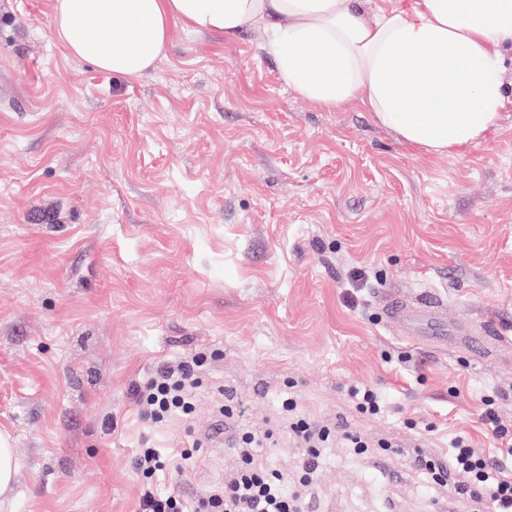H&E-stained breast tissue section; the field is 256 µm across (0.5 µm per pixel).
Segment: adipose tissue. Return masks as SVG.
Wrapping results in <instances>:
<instances>
[{
  "label": "adipose tissue",
  "mask_w": 512,
  "mask_h": 512,
  "mask_svg": "<svg viewBox=\"0 0 512 512\" xmlns=\"http://www.w3.org/2000/svg\"><path fill=\"white\" fill-rule=\"evenodd\" d=\"M54 24L68 55L128 78L153 68L178 26L257 29L299 95L326 111L360 103L431 154L484 141L508 100L512 0H400L370 20L359 0H55Z\"/></svg>",
  "instance_id": "adipose-tissue-1"
}]
</instances>
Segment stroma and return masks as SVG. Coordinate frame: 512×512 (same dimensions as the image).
<instances>
[{"mask_svg": "<svg viewBox=\"0 0 512 512\" xmlns=\"http://www.w3.org/2000/svg\"><path fill=\"white\" fill-rule=\"evenodd\" d=\"M55 0H0V431L10 512H140L139 449H190L202 497L240 462L295 475L282 402L362 436L324 449L318 512H492L411 469L459 435L512 429V357L405 336L377 295L512 339V100L487 140L413 148L348 105L288 88L251 28H177L144 76L71 58ZM205 353L194 408L144 418L135 386ZM370 387L381 416L348 392ZM241 417L222 419L226 400ZM16 464L8 436L0 432V506L6 507L12 491Z\"/></svg>", "mask_w": 512, "mask_h": 512, "instance_id": "stroma-1", "label": "stroma"}]
</instances>
